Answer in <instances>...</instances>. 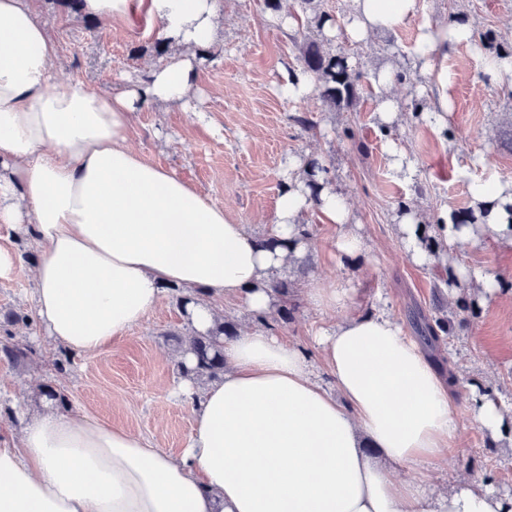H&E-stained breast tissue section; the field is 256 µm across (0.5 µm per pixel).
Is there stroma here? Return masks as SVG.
<instances>
[{
	"instance_id": "stroma-1",
	"label": "stroma",
	"mask_w": 512,
	"mask_h": 512,
	"mask_svg": "<svg viewBox=\"0 0 512 512\" xmlns=\"http://www.w3.org/2000/svg\"><path fill=\"white\" fill-rule=\"evenodd\" d=\"M223 3L220 38L197 57L191 110L137 113L131 147L175 171L257 236L269 229L290 162L323 161L331 186L348 202V228L363 238L366 249L340 256L336 241L343 228L326 223L316 206H308L299 221L310 231L309 270L304 275L294 266L282 271L294 288L291 316L284 321L269 315L267 330L309 350L319 329L350 316L385 313L410 336L414 312L429 314L439 306L456 314L461 323L443 344L442 355L459 380L453 418L461 442L436 483L449 486L463 476L487 475L496 493L512 495V450L475 423L472 411L479 391L512 401V245L482 232L464 244H449L438 261L420 265L398 232L406 211L431 225L443 211L472 208L471 181L492 177L512 183V86L490 83L482 74L486 56L512 52V0H420L418 16L358 43L318 29L299 0H289L285 13L268 9L265 0ZM35 4L58 45L54 67L63 78L87 82L108 96L160 61L152 49L159 35L145 20L117 27L107 38L62 0ZM457 16L486 39L449 51L446 65L456 77L454 110L447 127L440 128L429 116L438 80L414 68L411 60L423 21ZM306 38L346 57L358 74V98L350 109L334 112L317 96L294 100L279 91L282 76L299 69L298 47ZM382 69L402 77L390 90L398 115L389 122L379 111L383 91L375 76ZM303 117L312 128L300 125ZM391 143L406 152L411 177L395 175L387 149ZM478 154L484 155L485 166H474ZM0 246L19 257L11 278L0 279V341L31 349L20 365L0 357V446L11 444L21 428L16 402L37 401L41 389L50 386L68 396L71 411L180 455L193 414L177 391L173 336L189 332L178 291L165 290L157 309L125 337L97 352L69 353L52 345L39 323H6L8 313L32 311V272L39 253L29 235L5 225H0ZM452 266L494 276L498 294H486L473 281L463 293L448 287ZM315 281L346 289V300L325 309L310 305L305 290Z\"/></svg>"
}]
</instances>
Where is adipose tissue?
Instances as JSON below:
<instances>
[{
  "instance_id": "adipose-tissue-1",
  "label": "adipose tissue",
  "mask_w": 512,
  "mask_h": 512,
  "mask_svg": "<svg viewBox=\"0 0 512 512\" xmlns=\"http://www.w3.org/2000/svg\"><path fill=\"white\" fill-rule=\"evenodd\" d=\"M419 3L352 0L345 31L363 41L394 30ZM221 8V0H83V13L105 26L147 13L171 47L144 83L104 96L57 75V44L34 0H0V224L38 245L33 316L69 352L122 337L171 286L204 289L189 309L199 332L218 318L219 299L241 296L251 312H271L268 282L309 247L297 226L312 204L300 179L289 180L268 231L288 246L270 251L128 144L134 113L195 97L196 52L216 41ZM477 39L459 17L421 28L413 55L440 72L439 124L454 84L441 62ZM472 193L494 206L486 231L512 244V193L494 180ZM314 342L317 365L262 329L225 341L220 380L202 391L180 383L194 423L178 456L81 413L47 408L25 418L17 444L0 448V512H512V496L476 480L427 494L419 479L395 477L455 451L453 380L397 322L354 317Z\"/></svg>"
}]
</instances>
